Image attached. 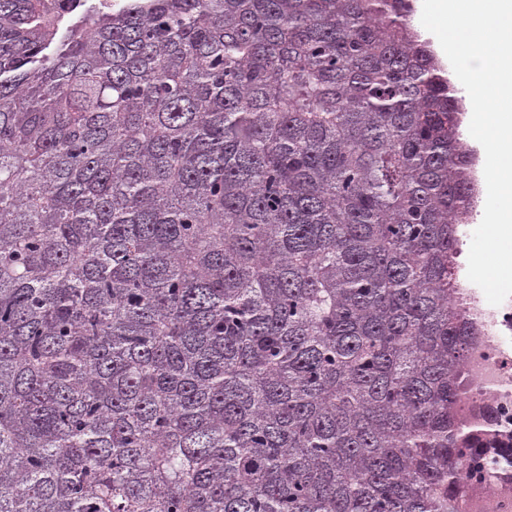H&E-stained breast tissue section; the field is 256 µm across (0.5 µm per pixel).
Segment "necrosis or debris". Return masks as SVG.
<instances>
[{"label": "necrosis or debris", "mask_w": 512, "mask_h": 512, "mask_svg": "<svg viewBox=\"0 0 512 512\" xmlns=\"http://www.w3.org/2000/svg\"><path fill=\"white\" fill-rule=\"evenodd\" d=\"M459 304L476 334L463 360L456 411L474 448L499 456L490 476L470 484L464 512H512V297L494 306L471 284Z\"/></svg>", "instance_id": "1"}]
</instances>
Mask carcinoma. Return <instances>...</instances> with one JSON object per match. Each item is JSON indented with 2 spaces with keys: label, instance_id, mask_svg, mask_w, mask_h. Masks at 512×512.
<instances>
[{
  "label": "carcinoma",
  "instance_id": "carcinoma-1",
  "mask_svg": "<svg viewBox=\"0 0 512 512\" xmlns=\"http://www.w3.org/2000/svg\"><path fill=\"white\" fill-rule=\"evenodd\" d=\"M408 0H0V512H459L461 98Z\"/></svg>",
  "mask_w": 512,
  "mask_h": 512
}]
</instances>
